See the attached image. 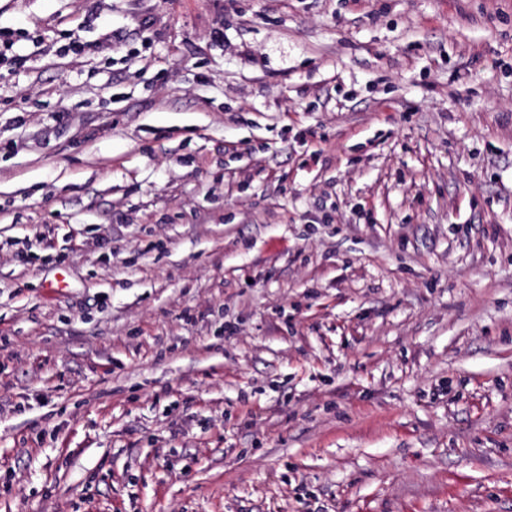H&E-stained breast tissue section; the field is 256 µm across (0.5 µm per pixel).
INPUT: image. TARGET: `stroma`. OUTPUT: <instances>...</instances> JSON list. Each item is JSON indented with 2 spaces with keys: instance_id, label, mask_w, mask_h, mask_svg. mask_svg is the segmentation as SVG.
<instances>
[{
  "instance_id": "1",
  "label": "stroma",
  "mask_w": 512,
  "mask_h": 512,
  "mask_svg": "<svg viewBox=\"0 0 512 512\" xmlns=\"http://www.w3.org/2000/svg\"><path fill=\"white\" fill-rule=\"evenodd\" d=\"M0 35V512H512V0Z\"/></svg>"
}]
</instances>
